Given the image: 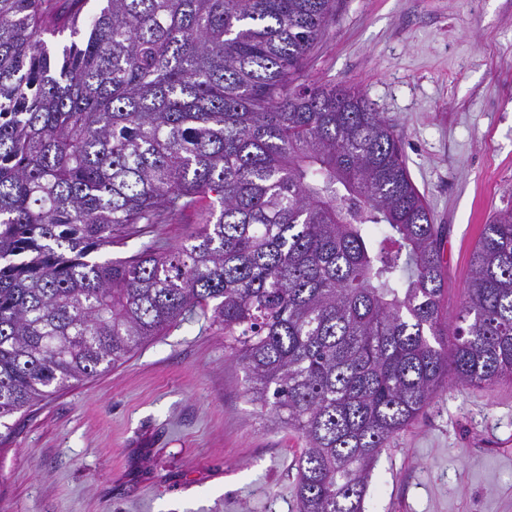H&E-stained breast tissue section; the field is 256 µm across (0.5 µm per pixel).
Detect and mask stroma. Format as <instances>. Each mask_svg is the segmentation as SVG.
Returning <instances> with one entry per match:
<instances>
[{
	"label": "stroma",
	"instance_id": "35a3bbf8",
	"mask_svg": "<svg viewBox=\"0 0 512 512\" xmlns=\"http://www.w3.org/2000/svg\"><path fill=\"white\" fill-rule=\"evenodd\" d=\"M311 82L391 120L436 223L445 308L484 224L512 207V0H338ZM196 313L120 365L7 419L0 512H294L305 441L252 401ZM364 512H512V385H451L374 464Z\"/></svg>",
	"mask_w": 512,
	"mask_h": 512
}]
</instances>
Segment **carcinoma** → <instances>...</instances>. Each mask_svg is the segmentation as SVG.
Here are the masks:
<instances>
[{"instance_id":"cac0c4a2","label":"carcinoma","mask_w":512,"mask_h":512,"mask_svg":"<svg viewBox=\"0 0 512 512\" xmlns=\"http://www.w3.org/2000/svg\"><path fill=\"white\" fill-rule=\"evenodd\" d=\"M104 2L0 0V419L198 308L305 440L297 512H363L439 390L512 382V208L448 317L444 227L402 135L306 79L336 0ZM186 216L185 242L156 238Z\"/></svg>"}]
</instances>
